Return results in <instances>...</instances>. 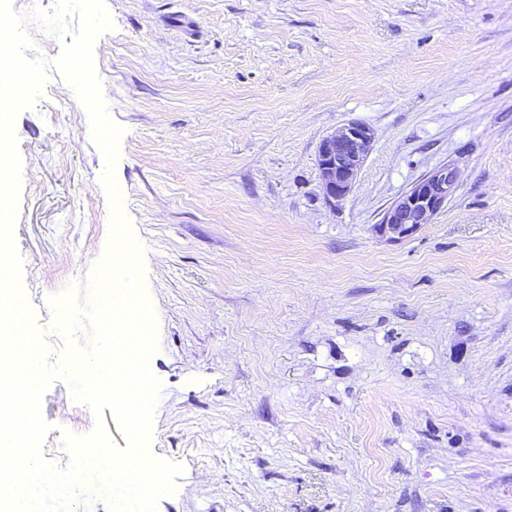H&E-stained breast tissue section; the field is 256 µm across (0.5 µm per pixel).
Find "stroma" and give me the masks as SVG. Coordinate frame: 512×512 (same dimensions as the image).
<instances>
[{
	"instance_id": "35a3bbf8",
	"label": "stroma",
	"mask_w": 512,
	"mask_h": 512,
	"mask_svg": "<svg viewBox=\"0 0 512 512\" xmlns=\"http://www.w3.org/2000/svg\"><path fill=\"white\" fill-rule=\"evenodd\" d=\"M92 44L156 316V512H512V0H104ZM29 57L62 39L10 0ZM374 133L327 202L322 140ZM18 286L51 344L109 238L106 160L57 69L13 126ZM458 189L392 240L433 169ZM41 456L95 418L64 377ZM458 183L457 170L449 164L424 175L385 211L379 232L393 239L412 236L447 205Z\"/></svg>"
}]
</instances>
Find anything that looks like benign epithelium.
Returning a JSON list of instances; mask_svg holds the SVG:
<instances>
[{
    "label": "benign epithelium",
    "mask_w": 512,
    "mask_h": 512,
    "mask_svg": "<svg viewBox=\"0 0 512 512\" xmlns=\"http://www.w3.org/2000/svg\"><path fill=\"white\" fill-rule=\"evenodd\" d=\"M373 131L363 123L349 122L325 137L318 162L326 197L336 200L351 189L359 169L371 151ZM458 188L455 167L446 164L421 177L383 214L378 230L393 239L412 236L429 223Z\"/></svg>",
    "instance_id": "7a95c632"
}]
</instances>
